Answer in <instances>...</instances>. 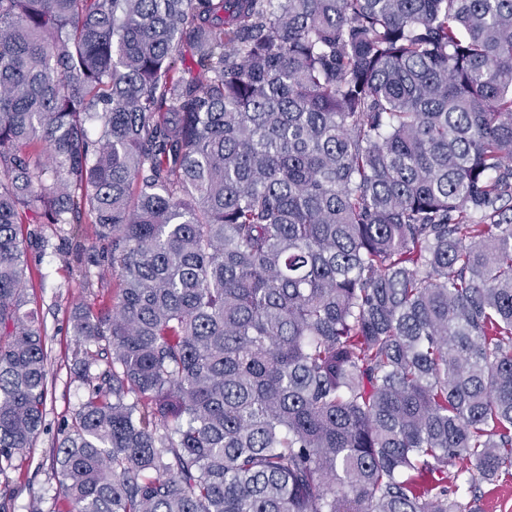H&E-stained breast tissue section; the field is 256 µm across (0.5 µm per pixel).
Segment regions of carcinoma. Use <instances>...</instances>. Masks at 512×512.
I'll return each instance as SVG.
<instances>
[{
    "label": "carcinoma",
    "mask_w": 512,
    "mask_h": 512,
    "mask_svg": "<svg viewBox=\"0 0 512 512\" xmlns=\"http://www.w3.org/2000/svg\"><path fill=\"white\" fill-rule=\"evenodd\" d=\"M67 224L119 282L68 512H475L512 468V0H0V475Z\"/></svg>",
    "instance_id": "carcinoma-1"
}]
</instances>
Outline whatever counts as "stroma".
<instances>
[{
	"label": "stroma",
	"instance_id": "35a3bbf8",
	"mask_svg": "<svg viewBox=\"0 0 512 512\" xmlns=\"http://www.w3.org/2000/svg\"><path fill=\"white\" fill-rule=\"evenodd\" d=\"M27 292L51 355L49 394L45 427L9 474L10 485L20 493L8 502L6 512H66L67 499L53 459L62 428L71 423L85 398V388L73 371L81 345L71 331L70 312L78 303L100 306L109 298L98 289L84 287L77 268L51 249L42 255L32 254Z\"/></svg>",
	"mask_w": 512,
	"mask_h": 512
}]
</instances>
